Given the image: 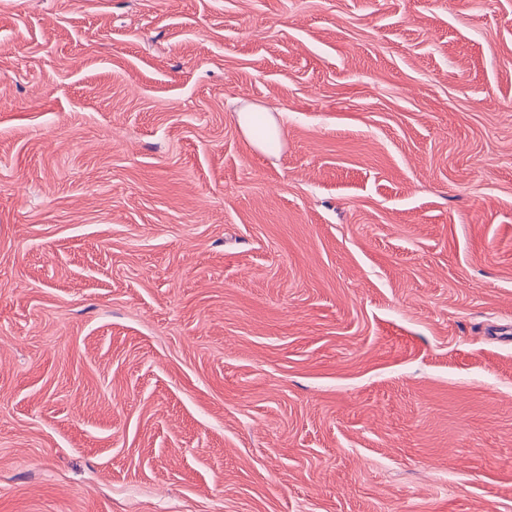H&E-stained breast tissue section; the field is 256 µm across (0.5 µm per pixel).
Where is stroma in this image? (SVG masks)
Listing matches in <instances>:
<instances>
[{"instance_id":"stroma-1","label":"stroma","mask_w":512,"mask_h":512,"mask_svg":"<svg viewBox=\"0 0 512 512\" xmlns=\"http://www.w3.org/2000/svg\"><path fill=\"white\" fill-rule=\"evenodd\" d=\"M0 512H512V0H0ZM285 113L266 107L244 104L234 114L244 140L255 150L268 154L285 133Z\"/></svg>"}]
</instances>
